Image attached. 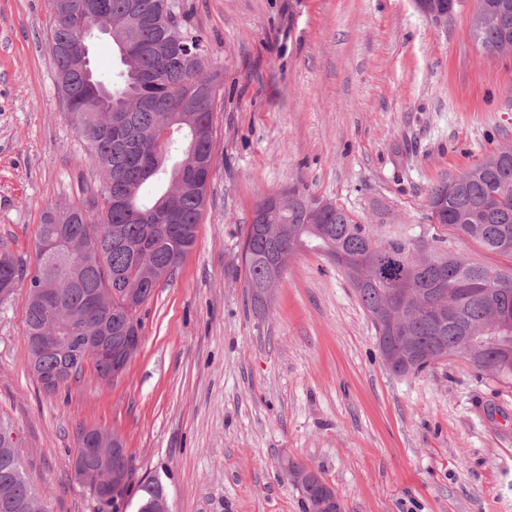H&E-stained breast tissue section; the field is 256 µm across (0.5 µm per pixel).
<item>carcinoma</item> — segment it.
Segmentation results:
<instances>
[{"mask_svg":"<svg viewBox=\"0 0 512 512\" xmlns=\"http://www.w3.org/2000/svg\"><path fill=\"white\" fill-rule=\"evenodd\" d=\"M135 2L137 34L117 44L127 24V4ZM474 36L489 53L512 35V0H476ZM55 13L51 41L64 46L52 55L57 86L67 115L90 157L104 172L96 217L75 205L45 208L35 236L36 264L26 270L8 247L0 249V286L27 284L25 338L53 329L67 336L79 324L88 337L102 324L112 340L135 336L125 316L132 302L146 303L155 288L194 246L213 167V112L220 75L209 70L206 41L177 10L174 0H73L63 12L61 0H51ZM103 17L116 26L112 45L119 59L114 76L88 77L79 50L95 37L92 27ZM284 224L253 237L254 259L244 263L246 288L254 310L268 303L255 292L267 280L268 261L281 251L309 250L336 261L357 257L373 239L370 227L355 221L336 205L314 216L310 199L294 188ZM428 220L450 227L489 251L512 255V145L493 150L462 174L455 186L444 179L428 190ZM51 239L52 252L42 248ZM413 279L419 288L444 281L442 305L460 302L456 318L440 334L423 313L402 325L421 354L410 373L418 374L450 356L466 358L472 367L498 379L512 380V332L497 331L495 313L512 310V274L468 262L448 250L446 239L434 236L428 250L400 240L379 242L365 262L372 281L356 290L371 315L388 301L391 267ZM46 288L49 296L36 290ZM112 294L111 306H89L91 297ZM107 378L110 366L96 360L75 339L67 350L31 364L41 388L50 393L83 375L85 364ZM0 512H49L42 493L26 477L11 435L0 421ZM165 495L162 483L139 484L136 512H153Z\"/></svg>","mask_w":512,"mask_h":512,"instance_id":"obj_1","label":"carcinoma"}]
</instances>
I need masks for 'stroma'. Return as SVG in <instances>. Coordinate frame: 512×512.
Listing matches in <instances>:
<instances>
[{
	"mask_svg": "<svg viewBox=\"0 0 512 512\" xmlns=\"http://www.w3.org/2000/svg\"><path fill=\"white\" fill-rule=\"evenodd\" d=\"M221 72L208 200L194 246L142 307L124 373L93 368L48 393L25 340V288L0 304V416L52 512H97L77 480L81 430L117 435L126 501L160 479L169 512H305L283 475L315 469L343 512H512V381L464 359L416 375L384 365L345 274L293 256L266 313L250 305L241 244L257 200L292 188L375 238H446L494 270L512 256L427 219V191L512 144V54L413 0H178ZM48 0H0V244L34 266L46 206L90 207L104 173L56 85Z\"/></svg>",
	"mask_w": 512,
	"mask_h": 512,
	"instance_id": "stroma-1",
	"label": "stroma"
}]
</instances>
